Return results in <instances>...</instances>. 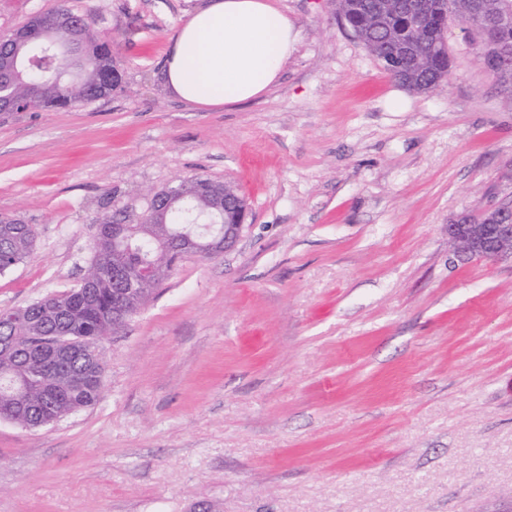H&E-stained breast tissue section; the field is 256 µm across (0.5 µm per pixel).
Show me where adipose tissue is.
I'll use <instances>...</instances> for the list:
<instances>
[{"label": "adipose tissue", "mask_w": 512, "mask_h": 512, "mask_svg": "<svg viewBox=\"0 0 512 512\" xmlns=\"http://www.w3.org/2000/svg\"><path fill=\"white\" fill-rule=\"evenodd\" d=\"M297 43L275 0H206L177 34L166 80L198 107L246 102L276 85Z\"/></svg>", "instance_id": "adipose-tissue-1"}]
</instances>
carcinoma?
I'll return each mask as SVG.
<instances>
[{"mask_svg":"<svg viewBox=\"0 0 512 512\" xmlns=\"http://www.w3.org/2000/svg\"><path fill=\"white\" fill-rule=\"evenodd\" d=\"M512 10V0H396V8L383 10L380 0H336V13L365 48L405 88L425 93L448 76V50L444 31L448 17L457 13L467 19L473 12L495 17ZM82 22L77 30L76 51L84 64L74 72L58 62L55 48L44 39H34L20 48L27 61L23 78L11 86L19 102L30 109L73 105L81 100L105 98L119 84L112 53L102 43L86 17L69 13ZM480 38L487 68L504 52L512 53V27L496 38L475 30ZM191 206L172 214L149 208L136 224L126 227L125 238L112 237L116 217L105 213L97 223L106 225L93 245L88 267L90 296L81 295L82 285L44 298L25 307V317L0 325V377L10 383L0 386V419L24 428H38L95 405L100 399L105 364L102 353L89 366L90 382L78 390L70 379L53 371L47 360L35 355L48 348L54 336L76 346H99L105 336L122 335L125 324L112 319V298L123 287L118 268L135 271L146 261L160 278L143 287L137 310L154 298L170 277L182 255L175 250L179 237L197 231L193 222L215 218L224 199V184L197 178L187 184ZM35 230L11 217L0 218V272L23 261L32 252Z\"/></svg>","mask_w":512,"mask_h":512,"instance_id":"cac0c4a2","label":"carcinoma"}]
</instances>
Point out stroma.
<instances>
[{
	"label": "stroma",
	"mask_w": 512,
	"mask_h": 512,
	"mask_svg": "<svg viewBox=\"0 0 512 512\" xmlns=\"http://www.w3.org/2000/svg\"><path fill=\"white\" fill-rule=\"evenodd\" d=\"M204 0H0L92 18L122 81L0 113V214L33 225L0 311L76 287L103 213L202 177L248 217L183 256L102 343L100 401L0 420V512H512V262L448 225L512 201V94L451 16L450 67L413 93L335 0H276L299 41L252 102L195 108L163 72Z\"/></svg>",
	"instance_id": "35a3bbf8"
}]
</instances>
